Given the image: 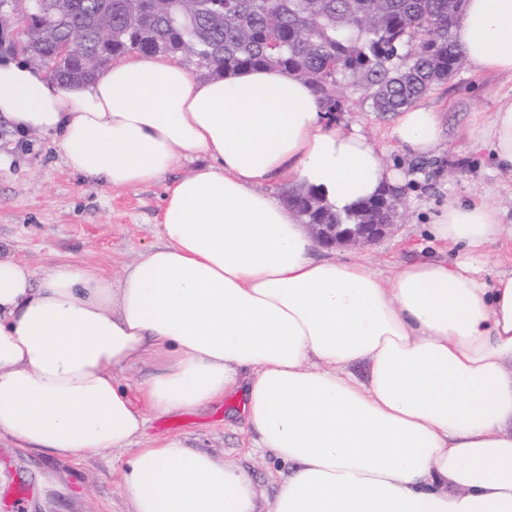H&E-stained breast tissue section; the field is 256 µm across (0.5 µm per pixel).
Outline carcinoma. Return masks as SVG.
Segmentation results:
<instances>
[{
	"label": "carcinoma",
	"instance_id": "obj_1",
	"mask_svg": "<svg viewBox=\"0 0 512 512\" xmlns=\"http://www.w3.org/2000/svg\"><path fill=\"white\" fill-rule=\"evenodd\" d=\"M465 0H43L7 48L63 85L89 82L127 53L193 59L207 77L273 67L311 85L324 108L343 109L350 81L374 112L396 113L448 81L467 60L455 28ZM299 203L304 223H401L403 211L342 215Z\"/></svg>",
	"mask_w": 512,
	"mask_h": 512
}]
</instances>
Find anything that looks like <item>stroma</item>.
Wrapping results in <instances>:
<instances>
[{
  "label": "stroma",
  "mask_w": 512,
  "mask_h": 512,
  "mask_svg": "<svg viewBox=\"0 0 512 512\" xmlns=\"http://www.w3.org/2000/svg\"><path fill=\"white\" fill-rule=\"evenodd\" d=\"M512 94V74H474L464 68L433 87L422 101L445 115V130L433 152L412 157L391 150L389 160L411 179L405 188L406 218L377 244L344 248L348 258L363 257L383 275L415 257L429 244L427 223L448 198L486 201L499 206L506 230H512V170L499 167L489 150L471 149L466 131L488 121L498 99ZM345 109L338 118L383 139L391 116L372 111L356 87L343 88ZM0 153L9 156L0 169V254L47 274L74 263L98 274L116 276L147 247L158 244L157 217L167 181L189 175L195 164L180 161L166 181L134 189H116L72 173L51 137L27 136L16 142L0 118ZM242 400L228 395L207 407L149 416V439L178 436L187 445L251 473L260 512H269L284 466L253 444L239 412ZM134 448L62 457L35 451L10 438L0 439V512H13L10 493L29 487L34 495L26 512H130L121 475Z\"/></svg>",
  "instance_id": "35a3bbf8"
}]
</instances>
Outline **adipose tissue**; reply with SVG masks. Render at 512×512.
Returning <instances> with one entry per match:
<instances>
[{"mask_svg":"<svg viewBox=\"0 0 512 512\" xmlns=\"http://www.w3.org/2000/svg\"><path fill=\"white\" fill-rule=\"evenodd\" d=\"M456 38L474 73H512V0H466ZM0 117L115 188L198 162L169 181L160 244L117 277L0 257V437L61 456L136 446L132 512H257L247 470L176 436L142 440L149 415L237 390L257 447L289 465L273 512H512V271L484 277L497 207L448 201L428 233L454 257L388 277L322 253L267 185L342 213L408 177L274 68L201 80L135 55L63 87L6 54ZM440 133L420 103L388 137L424 156ZM468 139L512 169V98Z\"/></svg>","mask_w":512,"mask_h":512,"instance_id":"ef3b65f1","label":"adipose tissue"}]
</instances>
